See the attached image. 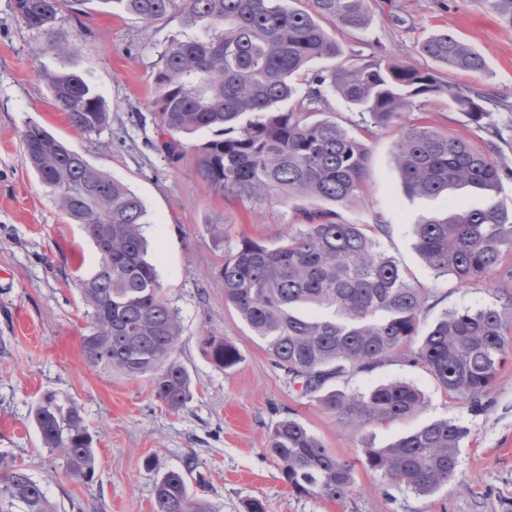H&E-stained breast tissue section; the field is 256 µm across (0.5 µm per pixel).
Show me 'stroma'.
Listing matches in <instances>:
<instances>
[{"label": "stroma", "mask_w": 512, "mask_h": 512, "mask_svg": "<svg viewBox=\"0 0 512 512\" xmlns=\"http://www.w3.org/2000/svg\"><path fill=\"white\" fill-rule=\"evenodd\" d=\"M371 23L345 29L342 53L313 61L310 71L349 63L352 53L379 51L421 67L429 34L445 30L485 58L487 73L449 72L463 87L484 90L507 103L498 123L512 122V27L482 0H369ZM180 16L147 24L91 0L83 13L62 11L51 35L28 29L15 0H0V455L25 466L40 481L56 512H153L162 476L194 458L189 491L210 512H246L261 500L268 512H512V349L508 350L486 406L477 412L448 399L429 372L400 363L350 376L347 390L401 380L418 386L425 406L416 416L360 431L340 424L275 368L264 343L224 302V259L246 238L272 244L295 223L278 203L255 204L214 193L193 154L166 158L152 116L154 75L171 38L192 37ZM76 73L103 99L109 122L84 135L69 127L53 105L44 76ZM437 129L484 143L485 133L466 126L447 98L424 107ZM36 122L82 153L89 162L138 195L146 209L143 232L160 285L182 327L178 360L188 369L194 397L178 412L153 396L149 377H129L89 365L81 337L87 306L79 277L98 262L82 225L68 223L54 197L32 170L22 133ZM396 134L377 131L365 193L343 208L356 224L383 220L382 248L408 278L433 294L422 316L430 325L443 312L478 311L500 304L499 272L459 284L435 276L414 248L413 226L457 196L413 198L402 187L395 162ZM224 227L216 244L210 225ZM231 339L243 361L216 369L203 354L201 336ZM76 405L94 437L92 482L70 477L59 454L44 448L31 411L45 393ZM296 412L342 460L354 463L355 488L345 505L292 491L266 454L274 424ZM453 418L470 436L460 455L457 486L430 496L386 487L378 473L358 465L363 446H383L432 421Z\"/></svg>", "instance_id": "1"}]
</instances>
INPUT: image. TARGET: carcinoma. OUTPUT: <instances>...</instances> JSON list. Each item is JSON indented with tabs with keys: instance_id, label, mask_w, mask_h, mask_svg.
<instances>
[{
	"instance_id": "1",
	"label": "carcinoma",
	"mask_w": 512,
	"mask_h": 512,
	"mask_svg": "<svg viewBox=\"0 0 512 512\" xmlns=\"http://www.w3.org/2000/svg\"><path fill=\"white\" fill-rule=\"evenodd\" d=\"M92 0H16L25 26L51 30L62 9ZM146 23L179 14L202 35L170 40L155 77L154 118L161 148L182 155L181 136L209 129L213 138L194 146L199 171L217 194L257 204L273 198L302 216L271 245L242 241L224 260V302L266 344L275 367L304 396L343 425L366 426L416 415L424 394L405 381L363 391L336 383L392 362L421 366L454 401L473 410L493 390L512 333V272L498 287L502 305L445 313L426 330L421 316L429 289L412 283L375 235L385 224H353L335 210L359 198L369 171L367 144L377 130L397 132L396 159L407 195L440 198L478 193L479 208L458 206L413 225L414 248L436 276L459 284L484 278L512 251V213L497 201L512 167L495 140L506 142L492 120L500 108L479 89L461 87L431 69L373 52L312 75L308 65L336 57L341 48L323 25L366 28L368 0H97ZM512 26V0H484ZM420 53L436 63L485 73V58L448 32L432 34ZM56 108L72 128L99 132L108 122L103 100L74 73L46 77ZM332 92L358 109L345 127L325 111ZM446 96L492 139L478 146L423 121H407L424 101ZM296 99L288 110L280 103ZM245 114L255 119L240 124ZM23 151L51 189L68 222L80 224L100 255L97 269L79 279L87 305L86 360L129 376L148 375L154 396L179 411L193 398L191 375L175 358L181 340L177 311L162 294L142 235L146 208L127 186L111 178L41 125L31 122ZM218 369L242 362L222 336L200 338ZM44 447L66 459L71 474L88 483L95 473L93 436L80 410L45 394L33 413ZM454 419L428 423L381 448L361 449V463L385 484L429 496L458 480L460 454L469 438ZM267 454L283 481L300 495L344 503L354 491V465L339 460L294 412L275 423ZM170 471L157 485L154 512H208L188 492L184 473ZM0 512H54L41 483L0 456Z\"/></svg>"
}]
</instances>
